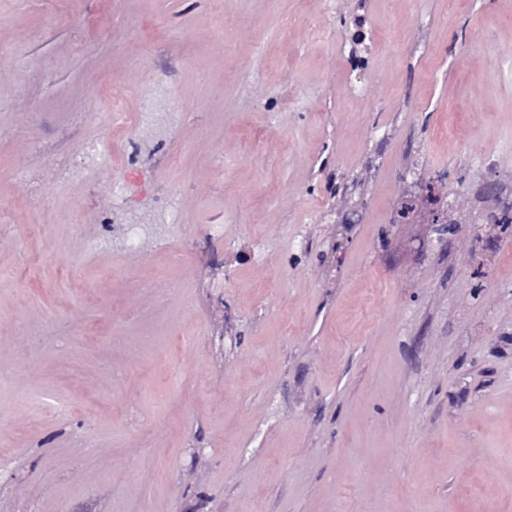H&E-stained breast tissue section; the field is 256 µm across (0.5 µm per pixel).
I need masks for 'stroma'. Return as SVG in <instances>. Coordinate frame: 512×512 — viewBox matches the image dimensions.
<instances>
[{
    "label": "stroma",
    "instance_id": "obj_1",
    "mask_svg": "<svg viewBox=\"0 0 512 512\" xmlns=\"http://www.w3.org/2000/svg\"><path fill=\"white\" fill-rule=\"evenodd\" d=\"M500 183L512 0H0V512H512ZM479 224H475L473 231V245L476 257L488 263V271L496 268L493 259L498 251L500 242L504 237L512 236V190L501 197L497 203L480 213ZM493 228L492 232L486 231V227Z\"/></svg>",
    "mask_w": 512,
    "mask_h": 512
}]
</instances>
